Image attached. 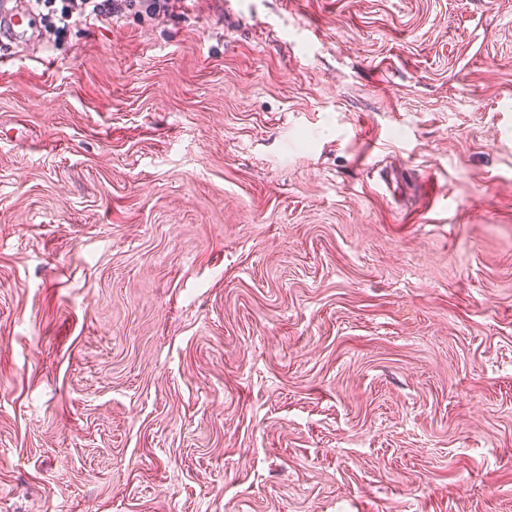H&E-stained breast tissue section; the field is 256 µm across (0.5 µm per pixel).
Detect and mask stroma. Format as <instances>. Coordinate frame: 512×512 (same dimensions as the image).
<instances>
[{
  "mask_svg": "<svg viewBox=\"0 0 512 512\" xmlns=\"http://www.w3.org/2000/svg\"><path fill=\"white\" fill-rule=\"evenodd\" d=\"M149 4L0 39V512H512V0Z\"/></svg>",
  "mask_w": 512,
  "mask_h": 512,
  "instance_id": "obj_1",
  "label": "stroma"
}]
</instances>
